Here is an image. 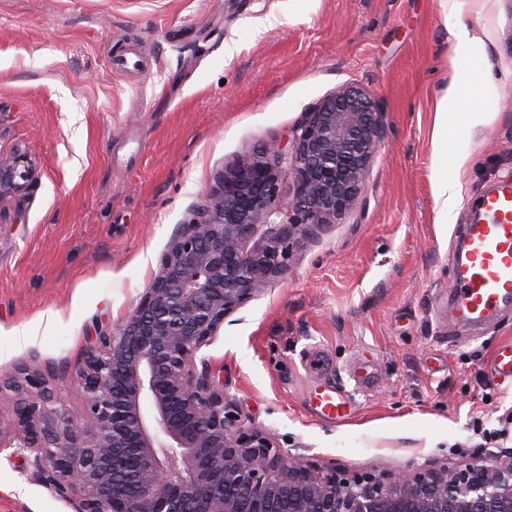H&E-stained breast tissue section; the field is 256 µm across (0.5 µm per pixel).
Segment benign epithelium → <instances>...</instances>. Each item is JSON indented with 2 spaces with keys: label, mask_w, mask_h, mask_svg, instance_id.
<instances>
[{
  "label": "benign epithelium",
  "mask_w": 512,
  "mask_h": 512,
  "mask_svg": "<svg viewBox=\"0 0 512 512\" xmlns=\"http://www.w3.org/2000/svg\"><path fill=\"white\" fill-rule=\"evenodd\" d=\"M379 115L363 88L345 86L306 113L288 145L224 171L133 311L88 346L75 369L79 413L38 371L0 380L12 404L0 453L27 454L35 480L74 512H512V450L494 469L482 451L454 471L323 470L244 426L197 363L224 319L287 273L295 239L352 209ZM34 174L27 153L0 151V201Z\"/></svg>",
  "instance_id": "1"
}]
</instances>
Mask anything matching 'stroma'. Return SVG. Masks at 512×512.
Segmentation results:
<instances>
[{
	"mask_svg": "<svg viewBox=\"0 0 512 512\" xmlns=\"http://www.w3.org/2000/svg\"><path fill=\"white\" fill-rule=\"evenodd\" d=\"M463 22L487 44L470 67H494V117L440 134L448 0H0V150L22 147L36 166L29 190L0 200V378L44 370L78 413L73 370L89 343L135 308L224 170L355 83L381 113L355 205L299 237L287 275L202 354L245 424L306 464L464 467L476 420L512 413V383L489 371L512 343V310L480 330L448 317L457 229L512 173V0ZM132 46L147 69L112 71ZM444 173L460 192L449 214ZM326 389L350 401L346 419L317 412ZM0 512L73 508L4 453Z\"/></svg>",
	"mask_w": 512,
	"mask_h": 512,
	"instance_id": "35a3bbf8",
	"label": "stroma"
}]
</instances>
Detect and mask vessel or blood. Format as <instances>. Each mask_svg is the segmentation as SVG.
<instances>
[{
    "label": "vessel or blood",
    "mask_w": 512,
    "mask_h": 512,
    "mask_svg": "<svg viewBox=\"0 0 512 512\" xmlns=\"http://www.w3.org/2000/svg\"><path fill=\"white\" fill-rule=\"evenodd\" d=\"M480 218L463 225L464 251L449 270L450 298L458 321L479 324L512 305V180H499L477 203ZM323 416L342 420L349 408L330 393L316 397Z\"/></svg>",
    "instance_id": "obj_1"
}]
</instances>
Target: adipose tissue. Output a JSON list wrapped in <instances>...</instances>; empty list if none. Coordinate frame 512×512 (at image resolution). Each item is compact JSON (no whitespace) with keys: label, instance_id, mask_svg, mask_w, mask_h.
<instances>
[{"label":"adipose tissue","instance_id":"ef3b65f1","mask_svg":"<svg viewBox=\"0 0 512 512\" xmlns=\"http://www.w3.org/2000/svg\"><path fill=\"white\" fill-rule=\"evenodd\" d=\"M482 0H449L448 17L455 30L457 47L452 60L454 77L448 90L437 104V120L439 130H447L448 126L457 129L474 131L485 124L491 113V106L497 88V81L492 70L472 73L466 66L468 58L475 54H484L485 47L475 38L470 37L462 23L465 11L479 10ZM468 86L476 93L477 99L469 104H462L459 90Z\"/></svg>","mask_w":512,"mask_h":512}]
</instances>
